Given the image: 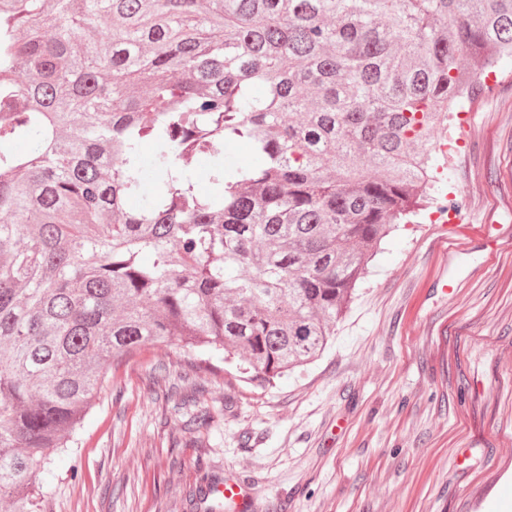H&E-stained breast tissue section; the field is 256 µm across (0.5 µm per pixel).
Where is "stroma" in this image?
Listing matches in <instances>:
<instances>
[{"label":"stroma","mask_w":512,"mask_h":512,"mask_svg":"<svg viewBox=\"0 0 512 512\" xmlns=\"http://www.w3.org/2000/svg\"><path fill=\"white\" fill-rule=\"evenodd\" d=\"M453 138L447 222L399 226L323 356L262 390L198 373L178 343L115 363L41 512H209L203 479L250 512H479L512 500V60ZM206 412V427H186ZM216 493L224 498L228 511L242 512L245 510V503L250 496V488L243 482L234 478L224 480V488L217 489Z\"/></svg>","instance_id":"stroma-1"}]
</instances>
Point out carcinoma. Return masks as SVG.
I'll list each match as a JSON object with an SVG mask.
<instances>
[{
  "label": "carcinoma",
  "instance_id": "obj_1",
  "mask_svg": "<svg viewBox=\"0 0 512 512\" xmlns=\"http://www.w3.org/2000/svg\"><path fill=\"white\" fill-rule=\"evenodd\" d=\"M505 55L512 0H0L5 512L145 343L260 388L319 358Z\"/></svg>",
  "mask_w": 512,
  "mask_h": 512
}]
</instances>
